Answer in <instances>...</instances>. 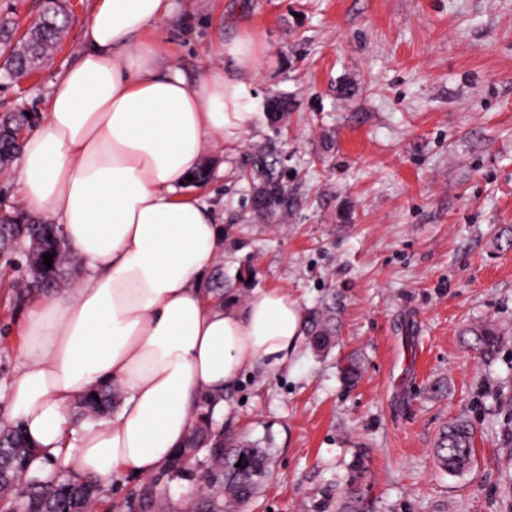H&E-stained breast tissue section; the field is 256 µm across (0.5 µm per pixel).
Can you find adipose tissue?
<instances>
[{"label":"adipose tissue","mask_w":512,"mask_h":512,"mask_svg":"<svg viewBox=\"0 0 512 512\" xmlns=\"http://www.w3.org/2000/svg\"><path fill=\"white\" fill-rule=\"evenodd\" d=\"M170 0H93L77 62L53 84L47 113L22 142L18 195L59 225L82 280L33 307L19 366L6 388L8 419L53 464L104 487L148 477L183 447L207 396L245 372H274L299 349L305 318L281 289L242 305L216 303L204 286L224 228L184 195L207 145L252 126L245 75L250 34L224 43L222 69L187 79L162 66L153 27ZM121 393L112 418L75 421L81 395Z\"/></svg>","instance_id":"1"}]
</instances>
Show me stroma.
Masks as SVG:
<instances>
[{
	"label": "stroma",
	"instance_id": "35a3bbf8",
	"mask_svg": "<svg viewBox=\"0 0 512 512\" xmlns=\"http://www.w3.org/2000/svg\"><path fill=\"white\" fill-rule=\"evenodd\" d=\"M32 78L0 80V114L44 115L52 83L77 59L92 0ZM152 32L187 78L220 69L218 47L247 31L257 118L206 151L191 195L224 226L205 286L245 300L282 288L305 316L334 307L335 344L303 342L274 373L243 374L216 429L245 435L270 471L243 512H512V0H173ZM347 87L340 95L339 87ZM287 96L279 125L269 99ZM276 142L288 210L252 209L253 157ZM0 276V388L18 364L19 327L39 299ZM489 321L502 351L463 342ZM362 377L349 387V355ZM463 417L475 461L451 474L434 457ZM364 452V469L353 468Z\"/></svg>",
	"mask_w": 512,
	"mask_h": 512
}]
</instances>
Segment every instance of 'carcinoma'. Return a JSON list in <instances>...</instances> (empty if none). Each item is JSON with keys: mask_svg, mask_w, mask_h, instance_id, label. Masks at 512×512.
Listing matches in <instances>:
<instances>
[{"mask_svg": "<svg viewBox=\"0 0 512 512\" xmlns=\"http://www.w3.org/2000/svg\"><path fill=\"white\" fill-rule=\"evenodd\" d=\"M68 24V9L64 0H44L41 14L22 34L0 22V68L10 77L20 78L40 71L49 55L57 48ZM28 122L24 112L0 118V166L7 164L20 150L19 134ZM279 157L271 149L257 156L252 170L260 180L268 206L258 211L264 218H275L287 208L288 188L285 176L276 165ZM53 255L52 268L44 265L43 256ZM18 273L24 283L16 299L39 283L56 279L69 260V252L54 224H38L22 212L0 219V258ZM311 341L318 338L332 342L336 335L334 314L312 323ZM466 343L484 357L495 356L501 339L491 324H477L465 331ZM98 398L86 394L80 401L88 413L105 412L112 404V388L96 392ZM475 434L469 422L456 419L440 434L435 456L439 465L450 473H460L475 459ZM187 445L195 448L193 467L185 465L184 449L167 462L162 472L166 482H198L190 498L174 499L157 489V478L144 480L131 490L123 503L126 512H234L255 493L268 470L269 455L256 444L227 437L212 428V411L201 413ZM38 453L26 440L19 425L0 428V512H93L105 495L98 480L79 478L58 467L50 477L30 472L29 462Z\"/></svg>", "mask_w": 512, "mask_h": 512, "instance_id": "1", "label": "carcinoma"}]
</instances>
